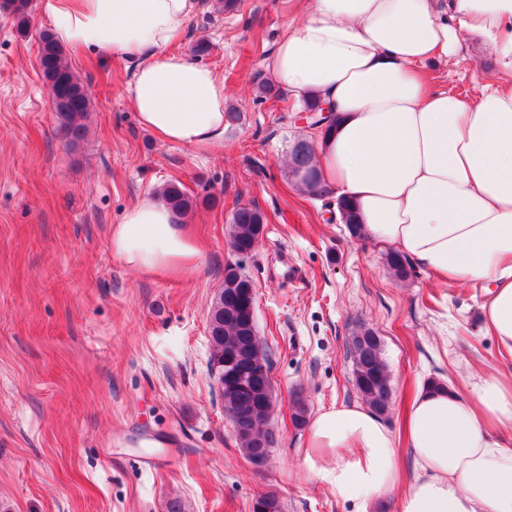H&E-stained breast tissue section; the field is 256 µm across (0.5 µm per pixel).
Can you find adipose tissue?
Returning a JSON list of instances; mask_svg holds the SVG:
<instances>
[{
    "instance_id": "adipose-tissue-1",
    "label": "adipose tissue",
    "mask_w": 512,
    "mask_h": 512,
    "mask_svg": "<svg viewBox=\"0 0 512 512\" xmlns=\"http://www.w3.org/2000/svg\"><path fill=\"white\" fill-rule=\"evenodd\" d=\"M199 0H44L73 48L133 59L126 92L141 128L194 148L224 145V80L169 52ZM491 46L499 77L470 101L419 71L464 35ZM295 100L320 99L321 182L352 204L362 236L444 282L482 285L485 327L512 357V0H311L262 63ZM113 253L144 270H183L200 251L162 202L130 207ZM416 475L400 486L395 435L369 407L311 419L306 467L353 512L385 494L399 512H512V379L420 387L404 418Z\"/></svg>"
}]
</instances>
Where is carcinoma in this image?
Masks as SVG:
<instances>
[{"mask_svg":"<svg viewBox=\"0 0 512 512\" xmlns=\"http://www.w3.org/2000/svg\"><path fill=\"white\" fill-rule=\"evenodd\" d=\"M29 6L30 0H0V9L13 15L22 30L28 24ZM38 61L53 100L57 101L52 106V111L59 120V130L71 142L80 140L85 130L81 119L87 113L89 96L84 84L66 64L61 45L48 32L40 34ZM311 160L312 151L308 143L304 140L295 143L291 168L297 173L304 172L303 181L309 194L323 197L329 193V189L319 182ZM163 197L176 216L186 214L191 207V200L175 184L164 189ZM264 224L265 217L259 209L251 205L237 207L232 215L229 232L232 251L239 255L254 251ZM386 261L396 277L408 276L410 263L403 255L391 253L387 255ZM250 284L252 281L241 272L238 264L229 263L224 266V287L210 311L212 365L222 362L224 356L249 346L264 362H269L257 337L250 334L247 328ZM351 348L354 355L355 386L366 403L374 411L382 413L389 406L390 386L379 337L372 331L365 330L352 337ZM215 377L220 382L224 411L246 458L253 460L259 448L272 452L278 444V435L270 427L274 404V389L270 377L254 376L245 388L236 379H222L218 373ZM308 412L306 400L299 395L294 396L292 420L295 426L301 427L306 423Z\"/></svg>","mask_w":512,"mask_h":512,"instance_id":"1","label":"carcinoma"}]
</instances>
